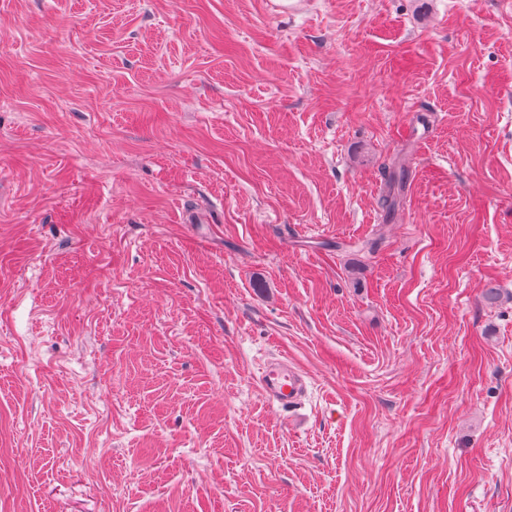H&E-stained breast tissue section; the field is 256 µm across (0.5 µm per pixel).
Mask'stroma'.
Segmentation results:
<instances>
[{
  "instance_id": "35a3bbf8",
  "label": "stroma",
  "mask_w": 512,
  "mask_h": 512,
  "mask_svg": "<svg viewBox=\"0 0 512 512\" xmlns=\"http://www.w3.org/2000/svg\"><path fill=\"white\" fill-rule=\"evenodd\" d=\"M291 2L0 0V512H512V0ZM261 388L266 397L279 404H296L303 395V384L286 361L270 366L260 379Z\"/></svg>"
}]
</instances>
